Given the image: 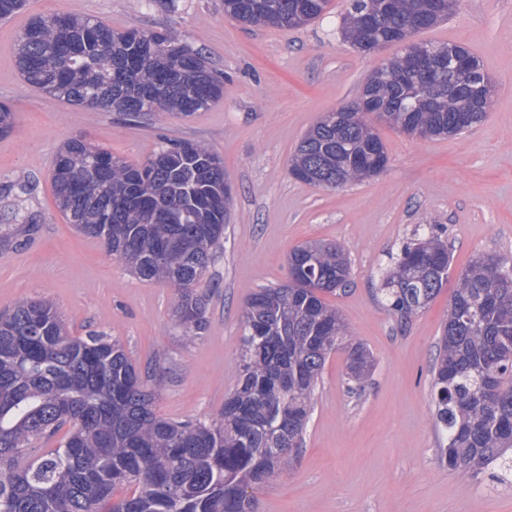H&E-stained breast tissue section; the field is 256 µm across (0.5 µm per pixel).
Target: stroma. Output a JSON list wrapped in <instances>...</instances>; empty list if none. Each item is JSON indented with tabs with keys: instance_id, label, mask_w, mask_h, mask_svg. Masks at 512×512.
<instances>
[{
	"instance_id": "stroma-1",
	"label": "stroma",
	"mask_w": 512,
	"mask_h": 512,
	"mask_svg": "<svg viewBox=\"0 0 512 512\" xmlns=\"http://www.w3.org/2000/svg\"><path fill=\"white\" fill-rule=\"evenodd\" d=\"M346 0L299 27L241 25L224 0H28L0 21V102L12 132L0 138V314L22 300L49 301L70 333L106 334L165 386L155 411L173 421L219 417L234 386L246 296L286 282L289 251L334 242L352 284L330 302L372 370L349 382L344 352L331 353L313 395L298 455L256 492L259 512H512V476L460 478L432 419V367L458 275L480 253L512 264V0H462L423 41L467 47L493 82L488 117L461 135L415 139L379 125L388 163L378 175L330 190L296 180L291 159L326 112L355 100L396 44L365 55L341 36ZM89 16L121 28L169 31L205 56L224 95L192 116L136 118L78 108L27 85L15 63L34 15ZM84 135L140 164L163 140L208 146L232 187L224 240L196 286L207 327L188 337L172 323L175 288L139 279L100 240L68 224L56 206L52 162ZM28 184L30 193L19 190ZM437 225L452 255L448 282L408 324L378 293L404 243Z\"/></svg>"
}]
</instances>
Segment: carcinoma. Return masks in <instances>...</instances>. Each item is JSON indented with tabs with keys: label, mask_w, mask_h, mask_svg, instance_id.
Masks as SVG:
<instances>
[{
	"label": "carcinoma",
	"mask_w": 512,
	"mask_h": 512,
	"mask_svg": "<svg viewBox=\"0 0 512 512\" xmlns=\"http://www.w3.org/2000/svg\"><path fill=\"white\" fill-rule=\"evenodd\" d=\"M331 0H224L248 26L297 27ZM460 0H347L341 32L357 51L400 43L456 11ZM381 63L360 96L328 112L298 144L292 176L329 189L380 173L388 161L373 120L426 139L460 135L487 117L492 83L465 46L425 42ZM459 51L457 68L448 49ZM16 63L29 85L73 105L159 117L190 116L222 98L224 82L199 54L162 31L115 29L75 15L37 16L20 35ZM57 207L146 281L177 289L172 321L199 336L205 302L195 286L224 238L222 159L206 145L171 140L132 165L78 136L56 156ZM451 253L428 225L381 280L383 306L407 322L448 282ZM285 283L249 294L241 313L240 372L210 423L155 412L161 382L123 346L73 336L51 303L26 300L0 315V512H258L254 490L292 457L327 357L346 353L349 377L369 372L327 297L351 284L341 247L307 242L288 254ZM436 425L448 467L472 478L512 472V269L497 254L460 274L432 370ZM67 429L59 446L35 443ZM125 487L131 494L114 498Z\"/></svg>",
	"instance_id": "1"
}]
</instances>
